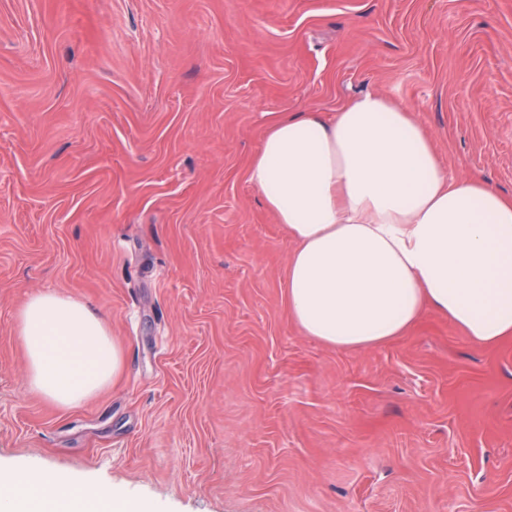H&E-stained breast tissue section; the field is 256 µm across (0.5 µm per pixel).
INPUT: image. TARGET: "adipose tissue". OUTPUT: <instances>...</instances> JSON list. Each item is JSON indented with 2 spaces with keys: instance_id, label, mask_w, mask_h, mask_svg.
I'll return each instance as SVG.
<instances>
[{
  "instance_id": "obj_1",
  "label": "adipose tissue",
  "mask_w": 512,
  "mask_h": 512,
  "mask_svg": "<svg viewBox=\"0 0 512 512\" xmlns=\"http://www.w3.org/2000/svg\"><path fill=\"white\" fill-rule=\"evenodd\" d=\"M246 177L295 244L285 304L341 349L405 335L425 309L471 343L512 339V194L452 176L406 101L364 92L333 115L268 113ZM27 385L76 408L113 383L124 350L100 312L55 294L16 317ZM0 512H152L109 485L0 469Z\"/></svg>"
}]
</instances>
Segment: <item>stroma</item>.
<instances>
[{"mask_svg": "<svg viewBox=\"0 0 512 512\" xmlns=\"http://www.w3.org/2000/svg\"><path fill=\"white\" fill-rule=\"evenodd\" d=\"M377 91L512 193V0H0V466L153 512H512V341L425 311L337 349L245 169L268 112ZM100 310L119 381L31 392L16 315Z\"/></svg>", "mask_w": 512, "mask_h": 512, "instance_id": "1", "label": "stroma"}]
</instances>
